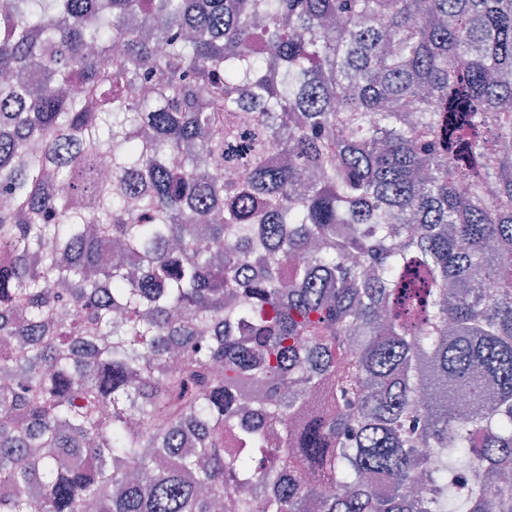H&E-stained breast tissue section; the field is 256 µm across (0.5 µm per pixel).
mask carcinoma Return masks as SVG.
Wrapping results in <instances>:
<instances>
[{
  "mask_svg": "<svg viewBox=\"0 0 512 512\" xmlns=\"http://www.w3.org/2000/svg\"><path fill=\"white\" fill-rule=\"evenodd\" d=\"M1 72L0 512H512V0H0Z\"/></svg>",
  "mask_w": 512,
  "mask_h": 512,
  "instance_id": "obj_1",
  "label": "carcinoma"
}]
</instances>
